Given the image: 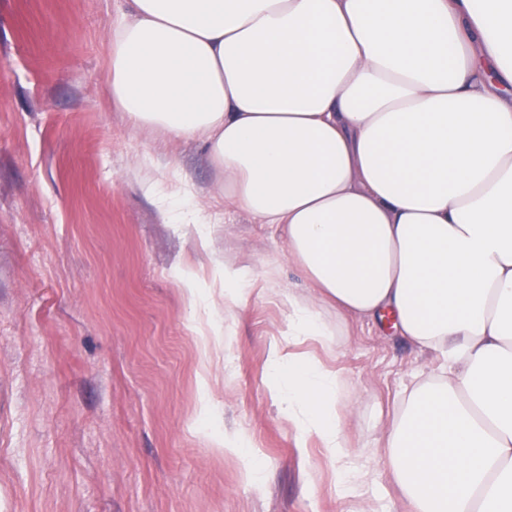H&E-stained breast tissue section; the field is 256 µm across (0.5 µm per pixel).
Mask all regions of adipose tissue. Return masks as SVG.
<instances>
[{
    "instance_id": "adipose-tissue-1",
    "label": "adipose tissue",
    "mask_w": 512,
    "mask_h": 512,
    "mask_svg": "<svg viewBox=\"0 0 512 512\" xmlns=\"http://www.w3.org/2000/svg\"><path fill=\"white\" fill-rule=\"evenodd\" d=\"M107 89L136 129L206 147L214 190L285 239L322 308L439 353L385 446L407 512H512V0H122ZM166 220L216 224L189 182ZM272 397L347 487L341 375L270 352Z\"/></svg>"
}]
</instances>
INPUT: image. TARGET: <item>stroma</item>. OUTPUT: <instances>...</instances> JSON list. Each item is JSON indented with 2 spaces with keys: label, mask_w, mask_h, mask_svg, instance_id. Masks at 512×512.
<instances>
[{
  "label": "stroma",
  "mask_w": 512,
  "mask_h": 512,
  "mask_svg": "<svg viewBox=\"0 0 512 512\" xmlns=\"http://www.w3.org/2000/svg\"><path fill=\"white\" fill-rule=\"evenodd\" d=\"M118 0H0V512H406L386 424L416 376L437 369L368 320L337 318V349L299 351L338 370L352 405L343 429L366 476L336 485L317 439L298 446L269 392V351L288 313L269 293L308 291L285 243L212 190L203 144L132 129L105 75ZM172 161L220 213L200 230L163 224L130 169ZM251 291L225 303L213 259ZM196 271L187 300L177 265ZM220 335L203 351L200 339ZM238 434L260 464L249 482L215 437Z\"/></svg>",
  "instance_id": "obj_1"
}]
</instances>
